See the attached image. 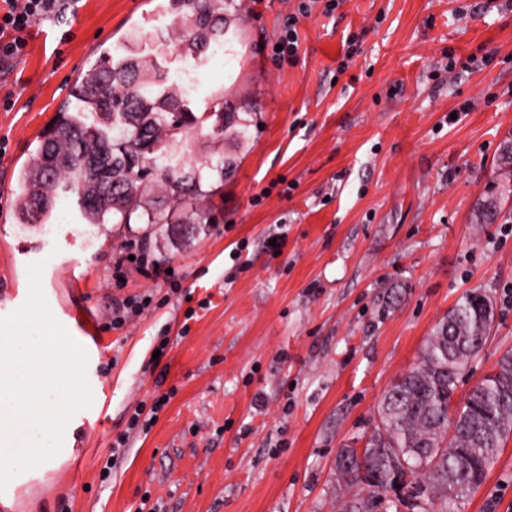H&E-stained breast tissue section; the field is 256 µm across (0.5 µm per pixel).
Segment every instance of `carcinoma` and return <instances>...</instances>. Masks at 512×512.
I'll return each instance as SVG.
<instances>
[{"mask_svg": "<svg viewBox=\"0 0 512 512\" xmlns=\"http://www.w3.org/2000/svg\"><path fill=\"white\" fill-rule=\"evenodd\" d=\"M176 47L199 59L244 17V0H165ZM234 4L235 14L227 12ZM101 56L75 79L70 95L103 126L78 124L59 113L32 164L21 170L16 218L44 224L59 190H77L90 224H165L187 200L205 197L207 173L219 180L233 166L221 157L188 164L176 154L179 137L196 133L199 118L178 85L156 63L135 54ZM213 139L249 137V120L224 95L208 110ZM503 182H512V142L499 162ZM496 199L475 212L478 224L494 223ZM490 297L467 293L437 325L420 363L391 385L378 409L379 423L362 454L347 446L336 456V483L357 489L352 512H459L479 488L512 435V350L497 369L452 405L460 380L485 346L494 324Z\"/></svg>", "mask_w": 512, "mask_h": 512, "instance_id": "obj_1", "label": "carcinoma"}]
</instances>
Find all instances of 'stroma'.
Instances as JSON below:
<instances>
[{
  "instance_id": "35a3bbf8",
  "label": "stroma",
  "mask_w": 512,
  "mask_h": 512,
  "mask_svg": "<svg viewBox=\"0 0 512 512\" xmlns=\"http://www.w3.org/2000/svg\"><path fill=\"white\" fill-rule=\"evenodd\" d=\"M298 4L250 0L226 51L197 63L170 44L161 0H80L36 21L25 54L0 62V316L24 304L28 267L44 262V295L87 351L93 395L69 458L0 512H137L146 493L155 512H342L339 448L362 447L383 394L460 299L484 292L496 317L458 394L512 350V235L501 233L512 197L497 223L474 221L502 190L498 157L512 139V0H343L328 14L316 0L283 63L270 46ZM133 37L171 80L194 70L195 114L225 92L258 119L242 143L178 145L187 159H236L200 203L207 224L193 235L181 213L153 230L91 224L73 192L45 225L18 224L20 171L60 105L98 121L71 85ZM132 240L169 261L176 284L132 272L115 285L113 261ZM148 291L140 317L109 326L114 300ZM164 334L170 347L153 361ZM167 391L151 432L102 483L128 408ZM461 512H512V439Z\"/></svg>"
}]
</instances>
